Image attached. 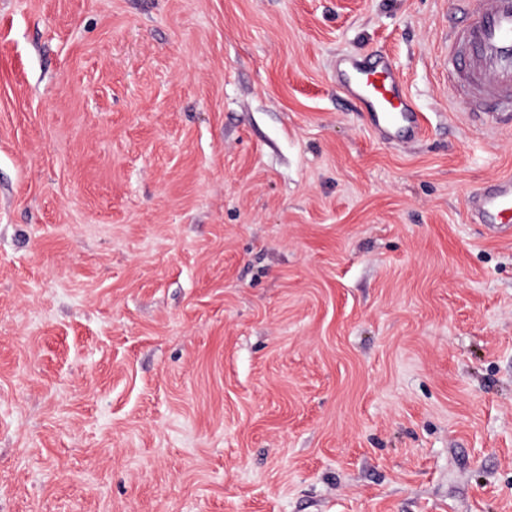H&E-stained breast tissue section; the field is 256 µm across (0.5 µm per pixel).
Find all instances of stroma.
<instances>
[{"mask_svg": "<svg viewBox=\"0 0 512 512\" xmlns=\"http://www.w3.org/2000/svg\"><path fill=\"white\" fill-rule=\"evenodd\" d=\"M455 0H0V512H512V240ZM382 51L426 131L337 93ZM466 208L475 221L488 224L490 233L508 236L512 233V176L497 177L492 184L478 188L466 197ZM509 218L507 222L504 219Z\"/></svg>", "mask_w": 512, "mask_h": 512, "instance_id": "1", "label": "stroma"}]
</instances>
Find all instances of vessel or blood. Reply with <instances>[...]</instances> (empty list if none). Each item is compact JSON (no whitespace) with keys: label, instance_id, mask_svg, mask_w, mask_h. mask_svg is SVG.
<instances>
[{"label":"vessel or blood","instance_id":"b4317fda","mask_svg":"<svg viewBox=\"0 0 512 512\" xmlns=\"http://www.w3.org/2000/svg\"><path fill=\"white\" fill-rule=\"evenodd\" d=\"M462 19L448 30V88L455 111L473 121L490 119L512 130V0H457ZM334 80L364 112L368 126L388 142L417 140L423 117L389 58L351 55L336 66ZM472 219L496 236L512 234V176L497 177L466 197Z\"/></svg>","mask_w":512,"mask_h":512}]
</instances>
